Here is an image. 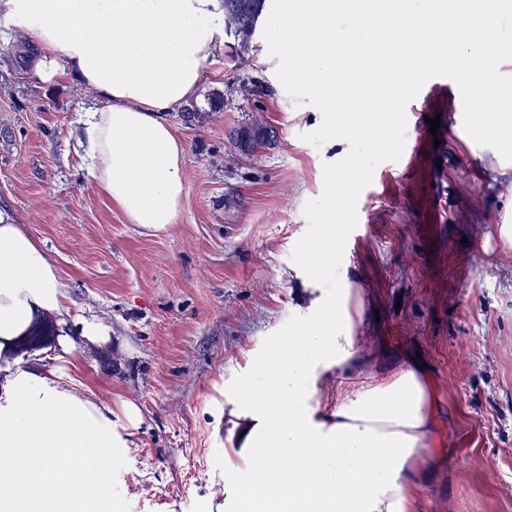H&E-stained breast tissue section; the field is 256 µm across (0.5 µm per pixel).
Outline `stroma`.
<instances>
[{
  "label": "stroma",
  "instance_id": "1",
  "mask_svg": "<svg viewBox=\"0 0 512 512\" xmlns=\"http://www.w3.org/2000/svg\"><path fill=\"white\" fill-rule=\"evenodd\" d=\"M256 45L244 65L225 50L196 95L165 113L186 187L178 223L157 236L130 224L82 167L75 129L96 95L72 75L45 83L30 68H0V208L58 268L71 316L103 318L124 343H79L68 358L77 390L111 403L128 444L112 458V512H242L247 463L228 386L266 337L325 297L291 255L324 164L349 145L303 141L322 114L295 104L264 38ZM254 81L265 96L246 93ZM250 118L278 138L244 156L229 135ZM456 119L444 88L408 115L406 159L380 164L362 191L339 277L354 347L384 369H424L436 460L418 483L420 512H512V242L500 234L512 225V169L500 173L494 148L455 136ZM127 400L138 428L124 426Z\"/></svg>",
  "mask_w": 512,
  "mask_h": 512
}]
</instances>
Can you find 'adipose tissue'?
I'll return each mask as SVG.
<instances>
[{"label": "adipose tissue", "instance_id": "adipose-tissue-1", "mask_svg": "<svg viewBox=\"0 0 512 512\" xmlns=\"http://www.w3.org/2000/svg\"><path fill=\"white\" fill-rule=\"evenodd\" d=\"M0 20L41 48L45 82L76 75L102 100L81 111L84 164L112 206L142 234L169 231L185 191L184 146L163 115L197 92L224 50V0H0ZM59 327L57 367L11 371L41 316ZM66 292L44 248L0 209V512H108L102 494L120 440L112 406L67 388L76 340L104 348L112 327L68 323ZM352 320L326 304L260 362L241 389L247 500L267 512H418V480L433 465L429 403L410 366L375 369L352 346ZM348 367L352 383L322 375Z\"/></svg>", "mask_w": 512, "mask_h": 512}]
</instances>
